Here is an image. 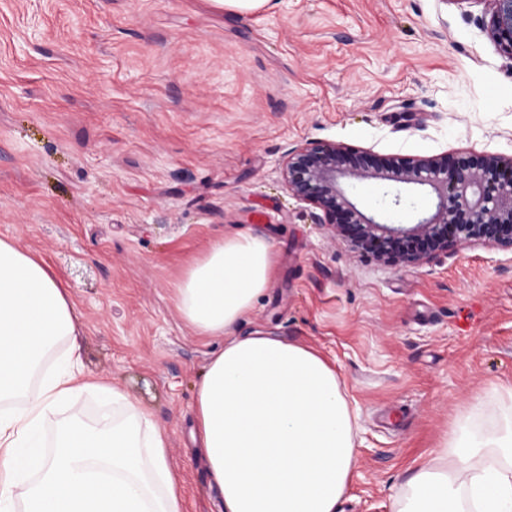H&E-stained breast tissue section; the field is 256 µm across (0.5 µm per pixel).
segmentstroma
I'll return each mask as SVG.
<instances>
[{
    "mask_svg": "<svg viewBox=\"0 0 512 512\" xmlns=\"http://www.w3.org/2000/svg\"><path fill=\"white\" fill-rule=\"evenodd\" d=\"M491 0H0V238L72 287L85 374L169 437L188 512H223L190 430L220 340L173 290L218 237L274 279L237 333L317 349L359 413L341 512H396L417 464L512 387V251L361 259L285 188L305 141L379 158L512 159V56Z\"/></svg>",
    "mask_w": 512,
    "mask_h": 512,
    "instance_id": "1",
    "label": "stroma"
}]
</instances>
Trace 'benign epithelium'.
<instances>
[{
    "label": "benign epithelium",
    "instance_id": "1",
    "mask_svg": "<svg viewBox=\"0 0 512 512\" xmlns=\"http://www.w3.org/2000/svg\"><path fill=\"white\" fill-rule=\"evenodd\" d=\"M492 2L489 34L512 56V0ZM281 174L289 192L321 211L319 224L332 237L388 266L417 264L471 242L512 250V161L492 153L375 160L350 146L309 141L287 151ZM346 181L391 188V208L413 213L412 222L391 224L380 212L362 210L344 190ZM417 189L435 194L427 214L408 201Z\"/></svg>",
    "mask_w": 512,
    "mask_h": 512
}]
</instances>
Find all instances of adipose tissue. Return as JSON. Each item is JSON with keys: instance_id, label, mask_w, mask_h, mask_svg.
Masks as SVG:
<instances>
[{"instance_id": "ef3b65f1", "label": "adipose tissue", "mask_w": 512, "mask_h": 512, "mask_svg": "<svg viewBox=\"0 0 512 512\" xmlns=\"http://www.w3.org/2000/svg\"><path fill=\"white\" fill-rule=\"evenodd\" d=\"M274 269L268 241L238 233L214 240L178 285L193 332L224 341L198 386L192 440L224 512H338L357 462L358 414L335 370L310 347L235 333ZM79 333L69 285L0 238V512L19 501L24 512H187L167 434L128 394L86 376L77 350L32 384L55 341ZM86 393L110 401L112 419L85 423L75 407ZM475 410L499 425L454 432L423 458L400 512H512V387Z\"/></svg>"}]
</instances>
